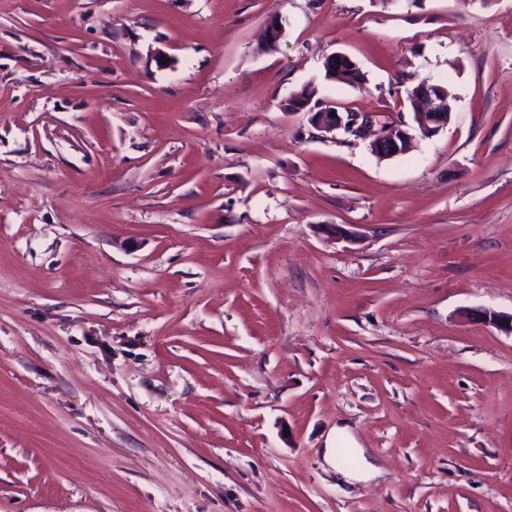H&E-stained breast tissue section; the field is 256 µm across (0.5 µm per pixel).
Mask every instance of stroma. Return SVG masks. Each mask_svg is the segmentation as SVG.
<instances>
[{
	"label": "stroma",
	"instance_id": "1",
	"mask_svg": "<svg viewBox=\"0 0 512 512\" xmlns=\"http://www.w3.org/2000/svg\"><path fill=\"white\" fill-rule=\"evenodd\" d=\"M472 308L512 314V0H0V512H512ZM343 425L383 476L325 461ZM419 110L415 112L416 122L422 133L432 135L437 133L451 117L452 106L448 91L438 84H422L416 88ZM311 94L307 89L293 95L289 101V107L299 102L291 110L306 112L311 115L310 121L320 131L333 134L344 128H357L358 139L370 140V147L375 154L381 158H391L405 154L411 144L412 137L409 132L401 125H392L389 122L379 120L378 115L372 112H337L334 109L331 112L323 109H315L314 112L308 111L317 107V101L311 104ZM310 99V100H309ZM308 100V101H307ZM291 103V104H290ZM316 113H318L316 115Z\"/></svg>",
	"mask_w": 512,
	"mask_h": 512
}]
</instances>
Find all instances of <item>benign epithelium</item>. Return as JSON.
Listing matches in <instances>:
<instances>
[{"mask_svg": "<svg viewBox=\"0 0 512 512\" xmlns=\"http://www.w3.org/2000/svg\"><path fill=\"white\" fill-rule=\"evenodd\" d=\"M419 110L416 122L422 133H437L451 117L452 106L448 91L438 84H422L416 88ZM310 121L320 131L333 134L344 128L355 129L358 138L370 140V147L381 158H391L406 153L412 137L400 125L379 120L372 112H337L323 111L311 113ZM472 319L482 323L504 327L512 331V319L504 320L501 316L487 309H478L472 313Z\"/></svg>", "mask_w": 512, "mask_h": 512, "instance_id": "7a95c632", "label": "benign epithelium"}]
</instances>
